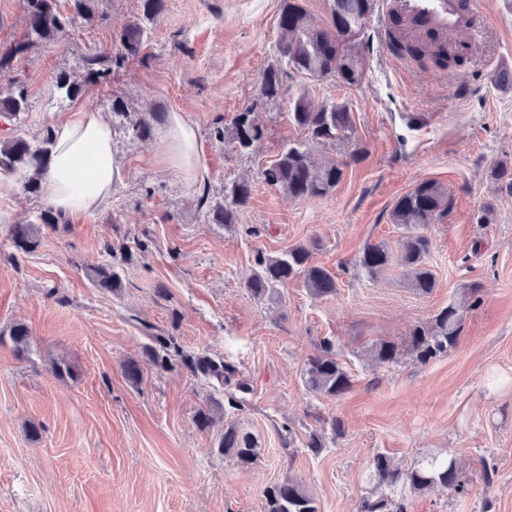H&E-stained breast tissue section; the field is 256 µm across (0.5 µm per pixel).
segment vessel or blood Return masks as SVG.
I'll list each match as a JSON object with an SVG mask.
<instances>
[{
  "mask_svg": "<svg viewBox=\"0 0 512 512\" xmlns=\"http://www.w3.org/2000/svg\"><path fill=\"white\" fill-rule=\"evenodd\" d=\"M382 13L387 17L399 14L413 35L470 36L481 24L477 0H382Z\"/></svg>",
  "mask_w": 512,
  "mask_h": 512,
  "instance_id": "vessel-or-blood-1",
  "label": "vessel or blood"
}]
</instances>
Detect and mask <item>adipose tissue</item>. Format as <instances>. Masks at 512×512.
Masks as SVG:
<instances>
[{"instance_id": "obj_1", "label": "adipose tissue", "mask_w": 512, "mask_h": 512, "mask_svg": "<svg viewBox=\"0 0 512 512\" xmlns=\"http://www.w3.org/2000/svg\"><path fill=\"white\" fill-rule=\"evenodd\" d=\"M166 126V158L186 179L195 180L198 144L193 126L176 112L167 116ZM53 135V154L40 176L46 203L64 214L96 210L121 183L123 173L107 118L79 112L57 123Z\"/></svg>"}]
</instances>
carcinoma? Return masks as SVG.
<instances>
[{
  "label": "carcinoma",
  "mask_w": 512,
  "mask_h": 512,
  "mask_svg": "<svg viewBox=\"0 0 512 512\" xmlns=\"http://www.w3.org/2000/svg\"><path fill=\"white\" fill-rule=\"evenodd\" d=\"M95 0H72V12L67 14L57 8V0H26L27 30L25 38L51 41L72 27L76 20L89 21L94 17L92 3ZM329 18L326 24L314 21L303 7L302 0H282L278 19L279 38L275 45L277 64L269 66L262 74L259 95L268 100L279 97L283 68L308 75L318 80L330 77L345 85L354 86L365 74V62L360 44L366 25L375 8V0H327ZM146 43L144 27L135 22L119 38L118 52L105 49L86 58L87 80L97 82L106 78L112 65H119L137 57ZM391 48L414 57L429 55L443 66L458 65L462 56L455 45L447 48L427 43H409L392 37ZM56 88L68 98L83 92V86L64 75L56 78ZM26 95L20 88L17 94L0 99V119L13 120L25 110ZM288 120L306 135V141L284 146L277 160L263 171L264 180L278 188L291 200H305L328 195L343 180L345 168L358 159L360 151L353 150L339 160L317 165L312 162L308 143L343 146L350 142L352 133L351 113L344 103L324 104L315 107L309 95L302 90L288 101ZM215 137L229 138L238 152L252 151L265 138V129L252 119L250 112H238L229 126L218 127ZM54 140L47 131L39 140H29L16 135L0 141V172L25 174L23 189L29 194L39 191L41 170L52 157ZM488 179L498 188L512 192V162L499 160L487 171ZM249 182L233 180L224 184V205L205 213L213 224L232 225L238 211L249 204ZM448 195L436 181H423L401 196L391 213L392 223L402 230L396 254L381 244H369L363 248L355 266L369 277L383 273L396 260L404 269L410 288L420 295H429L436 287V279L428 266L430 240L428 228L446 209ZM12 244L25 252L38 245V237L31 224H12L8 229ZM94 287L117 294L123 288L120 274L112 262L107 261L89 275ZM292 279L302 280L305 288L316 298L336 294L334 273L314 261L313 250L298 245L280 256H268L261 251L254 256V271L245 288L257 299H272L280 288ZM481 303V286L470 283L463 288L461 300H452L431 318L414 326L410 331L408 347L415 361L426 364L448 354L457 347L463 313ZM149 335L143 357L128 360L123 373L129 383L140 384L143 366L168 369L178 362L193 376L202 378L222 390L227 403L218 400L201 407L195 414V423L201 430L209 429L216 414L226 409L242 410L251 385L242 376L239 363L229 355H216L207 351L187 352L175 337L156 333L147 327ZM8 339L17 353L28 350L31 331L27 324L16 322L10 326ZM370 354L380 364L398 362V346L384 339L373 343ZM306 388L325 398L336 400L346 394L352 380L336 357V346L322 340L301 369ZM217 452L232 458L236 463L248 465L258 458L254 436L229 424L219 437ZM369 479L379 487H389L413 492H424L434 487L448 489L458 495L468 491V479L457 460L452 457L430 456L414 466L400 470L391 464L383 453L372 456L368 465ZM263 496L264 512H318L314 498L298 482L287 479L267 487ZM358 512H404V503L384 496H368L361 500Z\"/></svg>",
  "instance_id": "obj_1"
}]
</instances>
